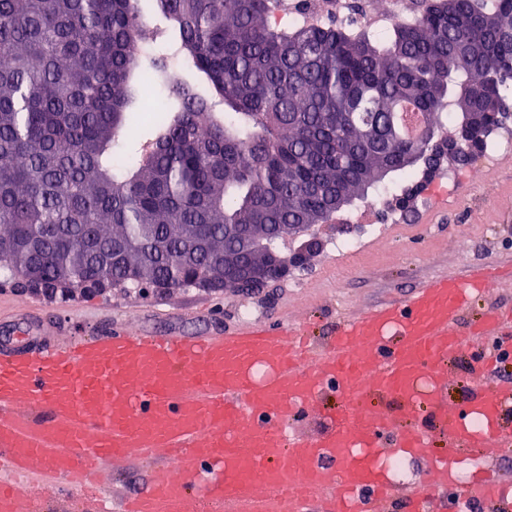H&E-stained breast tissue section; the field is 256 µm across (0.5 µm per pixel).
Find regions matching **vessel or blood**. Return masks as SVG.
Listing matches in <instances>:
<instances>
[{"label":"vessel or blood","instance_id":"obj_1","mask_svg":"<svg viewBox=\"0 0 512 512\" xmlns=\"http://www.w3.org/2000/svg\"><path fill=\"white\" fill-rule=\"evenodd\" d=\"M475 295L442 276L340 321L316 345L304 325L242 327L227 335L130 333L70 345L0 341V512H45L66 480L79 512H107L102 475L118 457H154L147 487L119 512H383L403 498L428 512L433 490L512 512L498 479L458 486L464 449L493 464L512 446V388L489 381L491 355L470 383L475 431L445 414L440 375L465 347L512 333V310L460 330ZM348 404L325 411L326 384ZM398 397L401 412L372 408ZM327 427L307 441L290 426L310 413ZM425 461L432 490L392 483L378 460L386 433Z\"/></svg>","mask_w":512,"mask_h":512}]
</instances>
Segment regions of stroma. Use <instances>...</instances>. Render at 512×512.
Masks as SVG:
<instances>
[{
    "label": "stroma",
    "instance_id": "obj_1",
    "mask_svg": "<svg viewBox=\"0 0 512 512\" xmlns=\"http://www.w3.org/2000/svg\"><path fill=\"white\" fill-rule=\"evenodd\" d=\"M484 181L473 182L468 166L448 168L427 180L412 211L398 208L405 189L391 178L390 192L344 210L343 223L320 226L322 246L310 264L271 288L247 296L181 288L141 291L117 286L92 297L47 299L0 282V338L24 327L66 344L102 336L115 328L131 332L223 335L240 325L271 326L307 321L326 343L337 320L348 313L401 299L432 278L462 276L491 263H512V148L480 156ZM353 239L355 252L339 253L338 241ZM471 355L463 353L440 393L444 412L457 416L472 407ZM149 465L140 459L114 460L107 476L114 498L146 486Z\"/></svg>",
    "mask_w": 512,
    "mask_h": 512
}]
</instances>
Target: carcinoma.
Listing matches in <instances>:
<instances>
[{
    "mask_svg": "<svg viewBox=\"0 0 512 512\" xmlns=\"http://www.w3.org/2000/svg\"><path fill=\"white\" fill-rule=\"evenodd\" d=\"M0 0V247L15 275L48 284L68 273L186 288L224 251V226L254 224L275 246L290 224H324L340 196L362 200L406 153L467 116L483 127L512 101V0H458L454 10L384 34L271 20L275 0ZM178 43L184 69L144 65L138 37ZM162 95L155 137L116 163ZM430 119L425 140L397 130L396 106Z\"/></svg>",
    "mask_w": 512,
    "mask_h": 512,
    "instance_id": "1",
    "label": "carcinoma"
}]
</instances>
